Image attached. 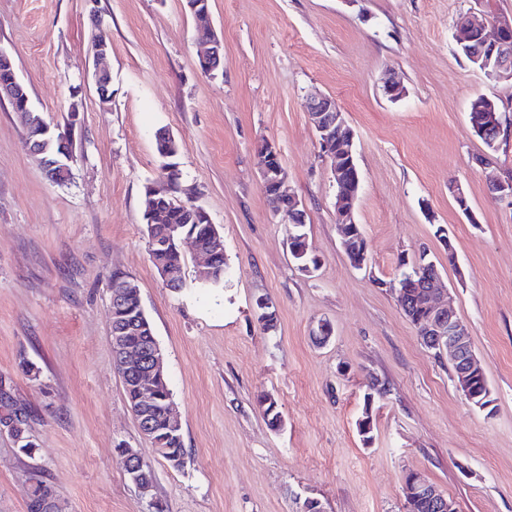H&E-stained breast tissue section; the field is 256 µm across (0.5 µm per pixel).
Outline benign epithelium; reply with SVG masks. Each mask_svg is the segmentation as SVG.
I'll return each instance as SVG.
<instances>
[{"mask_svg":"<svg viewBox=\"0 0 512 512\" xmlns=\"http://www.w3.org/2000/svg\"><path fill=\"white\" fill-rule=\"evenodd\" d=\"M454 39L463 51L471 54V59L482 68L489 69L491 79L512 80V18L496 19L491 25L471 17H460L455 25ZM200 44L204 51L199 58L201 70L213 74L218 69L222 53V41L215 33L203 38ZM108 55L106 42L96 40L93 44L94 71L92 79L99 97L110 99L109 86L112 76L102 61ZM0 98L6 99L15 112H32L29 106L27 88L19 80L13 66L11 55L0 47ZM492 100L480 98L473 103L474 119L471 126L476 135L494 145L493 132L500 129L497 113L488 111ZM305 107L316 131L322 155L329 163L336 182V223L340 227L347 257L352 263L363 268L367 266V247L362 236L349 231L355 223L354 209L361 188V175L355 163L352 139L345 128L343 112L336 99L322 93H313L306 99ZM26 141L30 151L35 155L53 156L46 163L48 176H67L71 171L75 155L73 142L61 138L55 139L51 127L37 121L26 128ZM263 165L261 178L265 194L272 204V215L283 224H292L300 228L305 224L304 211L299 208L295 196L283 191L284 169L277 147L264 143L261 150ZM487 187L498 199L512 200V181H505L495 173L489 174ZM194 241V232L185 231V225L174 224L169 234L161 240L149 237L152 259L158 264L162 279L168 286L179 282L182 272L165 261L168 253L182 254V245ZM417 277L421 285L417 292L409 297L405 289H398L401 308L417 310L413 323L420 331L423 344L437 357L448 356V363L455 369L453 375L457 389L469 402L480 397L474 384V378L483 375V369L472 348L467 326L457 317L453 308L439 303V296L444 293L443 280L434 263L420 265ZM140 297L136 285L130 278L124 277L115 282L110 290L112 312V351L114 360L126 370L138 394L141 405L138 407L142 429L140 432L152 445H159L150 414L161 397L158 382L163 380L164 357L158 342L149 344H132L131 333L138 331L143 324L144 308L142 303H133V298ZM118 456L129 464L127 476L135 484L139 493L148 499L152 508H157V499L150 496L151 486L145 482L138 467L140 460L131 448L118 449ZM427 504L433 512H457L454 502L446 497L420 471L406 474L404 478V505L407 512H418L421 505Z\"/></svg>","mask_w":512,"mask_h":512,"instance_id":"benign-epithelium-1","label":"benign epithelium"}]
</instances>
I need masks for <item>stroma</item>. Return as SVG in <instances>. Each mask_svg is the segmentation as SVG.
Listing matches in <instances>:
<instances>
[{
    "mask_svg": "<svg viewBox=\"0 0 512 512\" xmlns=\"http://www.w3.org/2000/svg\"><path fill=\"white\" fill-rule=\"evenodd\" d=\"M464 14L512 15V0H210L224 67L201 71L185 0H0V47L33 108L72 124L76 160L52 184L0 101V376L30 412L35 458L0 432V512H28L40 468L62 512H152L118 464L134 449L165 512H403L407 472H423L457 512H512V203L486 175L512 174V80L492 81L456 51ZM111 51L112 99L92 81V42ZM404 94L391 99L386 77ZM338 102L361 188L354 218L369 264L345 255L336 186L305 109ZM495 101L505 138L491 167L468 119ZM78 104V118L69 107ZM180 143L178 186L224 240V285L210 289L185 248L181 289L148 251L144 192L158 180V129ZM274 143L306 214L301 272L292 225L273 218L259 147ZM460 183L469 212L449 192ZM448 230L447 242L435 235ZM427 252L467 325L490 409L456 388L393 289L400 258ZM132 277L165 356L186 463L170 468L126 401L110 343L108 284ZM275 314L271 329L259 303ZM333 335L316 344L320 322ZM383 395L366 405L370 379ZM272 396L271 428L258 404ZM372 409L373 437L357 422Z\"/></svg>",
    "mask_w": 512,
    "mask_h": 512,
    "instance_id": "1",
    "label": "stroma"
}]
</instances>
